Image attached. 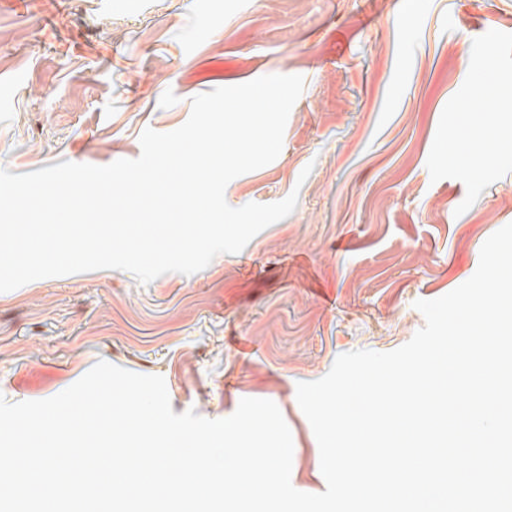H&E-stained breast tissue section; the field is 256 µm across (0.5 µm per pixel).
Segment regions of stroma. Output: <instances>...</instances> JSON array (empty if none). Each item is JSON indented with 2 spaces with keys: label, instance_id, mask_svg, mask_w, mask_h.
<instances>
[{
  "label": "stroma",
  "instance_id": "obj_1",
  "mask_svg": "<svg viewBox=\"0 0 512 512\" xmlns=\"http://www.w3.org/2000/svg\"><path fill=\"white\" fill-rule=\"evenodd\" d=\"M268 74L305 89L278 158L225 198L294 192L295 210L191 275L94 270L0 293V395L53 397L102 359L163 376L177 414L269 399L293 486L320 493L297 384L408 342L415 301L467 281L512 223V97L483 91L512 84V0H0V167L15 174L136 158L192 97ZM464 115L498 135L453 157Z\"/></svg>",
  "mask_w": 512,
  "mask_h": 512
}]
</instances>
